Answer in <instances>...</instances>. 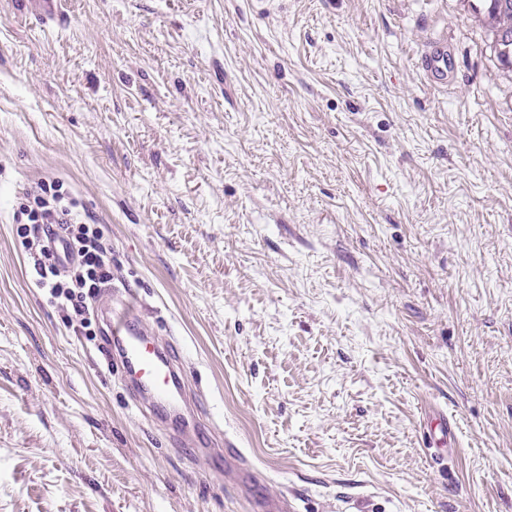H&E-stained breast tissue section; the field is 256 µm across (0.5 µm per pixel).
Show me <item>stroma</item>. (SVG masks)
Returning a JSON list of instances; mask_svg holds the SVG:
<instances>
[{"mask_svg": "<svg viewBox=\"0 0 512 512\" xmlns=\"http://www.w3.org/2000/svg\"><path fill=\"white\" fill-rule=\"evenodd\" d=\"M59 11L0 0V512H254L37 287L12 212L52 179L267 496L512 512V78L458 0ZM450 61L448 42L440 40L421 56L419 69L423 78L428 82L447 81Z\"/></svg>", "mask_w": 512, "mask_h": 512, "instance_id": "35a3bbf8", "label": "stroma"}]
</instances>
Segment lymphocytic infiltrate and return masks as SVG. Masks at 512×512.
I'll use <instances>...</instances> for the list:
<instances>
[{
	"label": "lymphocytic infiltrate",
	"mask_w": 512,
	"mask_h": 512,
	"mask_svg": "<svg viewBox=\"0 0 512 512\" xmlns=\"http://www.w3.org/2000/svg\"><path fill=\"white\" fill-rule=\"evenodd\" d=\"M12 222L21 244L34 251L37 286L48 291L75 335L95 336L91 302L112 281V250L98 225L57 180L26 193Z\"/></svg>",
	"instance_id": "1"
}]
</instances>
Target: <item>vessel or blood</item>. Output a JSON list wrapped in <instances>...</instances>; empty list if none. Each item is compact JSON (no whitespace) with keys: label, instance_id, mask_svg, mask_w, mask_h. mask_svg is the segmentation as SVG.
<instances>
[{"label":"vessel or blood","instance_id":"obj_1","mask_svg":"<svg viewBox=\"0 0 512 512\" xmlns=\"http://www.w3.org/2000/svg\"><path fill=\"white\" fill-rule=\"evenodd\" d=\"M449 65L448 43L441 40L424 52L419 69L426 81H444ZM100 313L111 321L112 360L135 394L152 399L158 419L193 415L192 393L182 368L169 353V341L148 333L134 319H113L111 301L101 303Z\"/></svg>","mask_w":512,"mask_h":512}]
</instances>
